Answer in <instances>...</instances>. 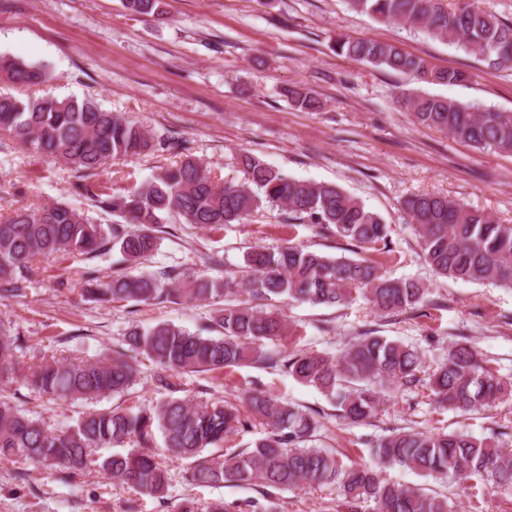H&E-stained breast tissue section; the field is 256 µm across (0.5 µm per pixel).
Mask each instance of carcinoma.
I'll list each match as a JSON object with an SVG mask.
<instances>
[{
  "instance_id": "obj_1",
  "label": "carcinoma",
  "mask_w": 512,
  "mask_h": 512,
  "mask_svg": "<svg viewBox=\"0 0 512 512\" xmlns=\"http://www.w3.org/2000/svg\"><path fill=\"white\" fill-rule=\"evenodd\" d=\"M352 10L378 21L399 20L440 42L461 46L497 71L512 70V23L472 4L448 9L444 0H349ZM130 12H158L159 0H124ZM336 54L373 68L411 74L427 84L455 85L470 80L458 69H441L394 43L371 38L336 37ZM46 81L37 66L0 56V83L31 88ZM293 107L310 112L319 99L306 88H291ZM399 103L418 124L448 132L481 149L512 152V112L478 109L426 92L404 89ZM0 130L16 141L91 176L114 159L145 155L157 143L121 112L92 98L51 96L21 99L0 92ZM244 180L219 185L194 158L160 168L132 193L93 192L82 184L97 210L124 219L103 225L67 203L19 207L0 217V300L19 297L35 276L36 261L49 256L101 258L119 248L125 271L103 281L87 270L82 291L100 302L137 306L172 298L185 303L224 299L215 310L218 336H204L171 323L135 325L126 333L129 353L69 361L54 355L24 368L15 359L21 336L0 322V377L18 375L34 393L51 400H98L128 392L139 379L138 357L158 367L156 383L173 391L185 374L222 371L249 362L282 366L298 380L321 390L349 424L373 418L390 387L423 383L432 401L467 413L512 399V381L487 365L467 339L448 342V354L422 377L424 355L415 347L367 334L336 355L306 351L286 356L267 348L287 334L276 311L250 298L339 307L364 295L380 314L413 311L428 301V289L410 279L385 276L369 258H332L297 245L255 246L244 255L246 276L217 282L174 269L138 271L141 260L158 249L167 220L202 228L240 223L262 208H284L309 224L334 227L339 238L362 251L387 245L383 218L333 183L290 177L247 154L240 156ZM425 261L438 274L464 282L494 281L512 288V224L469 204L436 194L404 201ZM247 294L248 299L239 296ZM238 404L224 399L192 402L171 398L133 412L115 407L89 413L65 429L52 428L0 397V461L22 459L54 469L70 480L91 463L95 448H114L98 467L140 494L159 499L168 490L167 471L151 451L161 434L166 452L189 461L191 478L210 486L259 484L275 490L333 485L345 505L375 503L374 512H453V501L422 487L386 482L382 470L411 469L435 480L476 477L512 493V439L500 432L477 437L463 431H399L376 442L368 465H346L324 448L309 445L323 426L313 415L269 393L254 389ZM265 433L250 448L221 453L224 439L241 433L247 420ZM178 512H241L234 502L200 504L184 500Z\"/></svg>"
}]
</instances>
